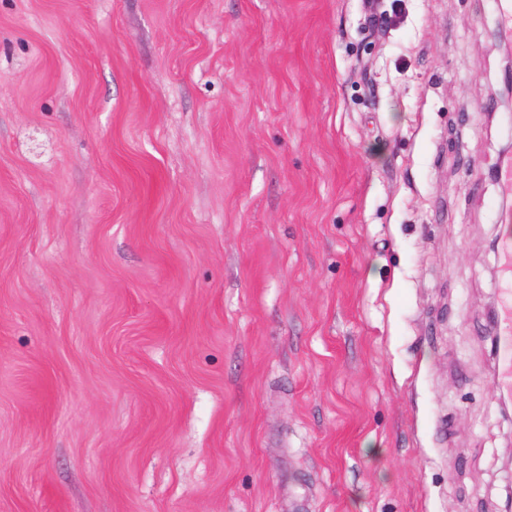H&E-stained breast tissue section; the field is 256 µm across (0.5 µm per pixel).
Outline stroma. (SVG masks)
Listing matches in <instances>:
<instances>
[{"label": "stroma", "mask_w": 512, "mask_h": 512, "mask_svg": "<svg viewBox=\"0 0 512 512\" xmlns=\"http://www.w3.org/2000/svg\"><path fill=\"white\" fill-rule=\"evenodd\" d=\"M503 0H0V512H500Z\"/></svg>", "instance_id": "35a3bbf8"}]
</instances>
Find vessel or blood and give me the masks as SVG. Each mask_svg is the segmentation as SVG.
<instances>
[{
    "mask_svg": "<svg viewBox=\"0 0 512 512\" xmlns=\"http://www.w3.org/2000/svg\"><path fill=\"white\" fill-rule=\"evenodd\" d=\"M500 269L502 277L499 315L489 333L497 342V374L495 389L512 392V233H504L500 242Z\"/></svg>",
    "mask_w": 512,
    "mask_h": 512,
    "instance_id": "obj_1",
    "label": "vessel or blood"
}]
</instances>
